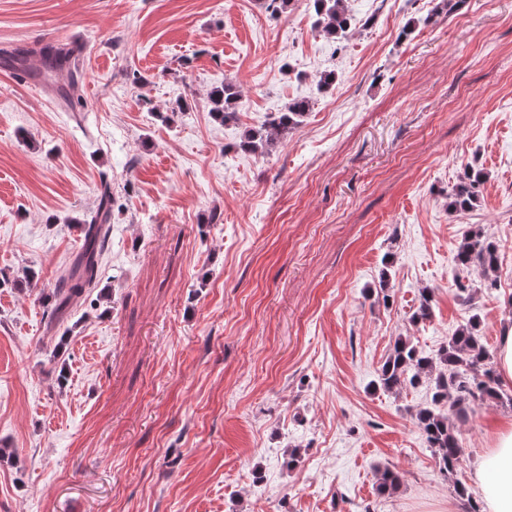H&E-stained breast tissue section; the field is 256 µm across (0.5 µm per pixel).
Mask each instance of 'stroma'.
<instances>
[{
	"label": "stroma",
	"instance_id": "1",
	"mask_svg": "<svg viewBox=\"0 0 512 512\" xmlns=\"http://www.w3.org/2000/svg\"><path fill=\"white\" fill-rule=\"evenodd\" d=\"M346 5L357 27L337 41L309 0H0V53L28 50L30 74L0 64V512L481 498L476 458L512 406L467 404L450 478L415 422L429 387L375 383L398 337L429 352L475 314L493 354L512 323V0ZM74 42L78 112L38 76L41 46ZM227 81L240 99L222 124L208 93ZM302 98L276 149H239ZM469 165L488 178L473 209L449 211ZM105 182L98 285L49 324ZM474 228L499 248L490 291L455 261ZM386 467L402 478L391 495Z\"/></svg>",
	"mask_w": 512,
	"mask_h": 512
}]
</instances>
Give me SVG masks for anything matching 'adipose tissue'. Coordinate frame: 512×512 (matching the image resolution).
Segmentation results:
<instances>
[{
    "label": "adipose tissue",
    "instance_id": "ef3b65f1",
    "mask_svg": "<svg viewBox=\"0 0 512 512\" xmlns=\"http://www.w3.org/2000/svg\"><path fill=\"white\" fill-rule=\"evenodd\" d=\"M474 479L482 491L483 512H512V425L498 429L491 448L479 458Z\"/></svg>",
    "mask_w": 512,
    "mask_h": 512
}]
</instances>
